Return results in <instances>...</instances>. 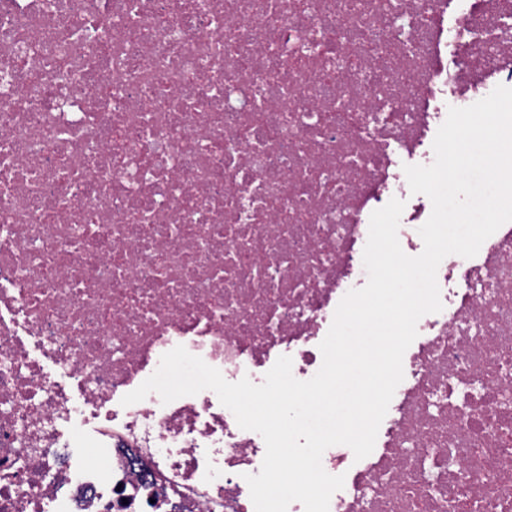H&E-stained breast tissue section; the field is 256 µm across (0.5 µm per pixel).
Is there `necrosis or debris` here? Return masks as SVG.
I'll list each match as a JSON object with an SVG mask.
<instances>
[{
  "instance_id": "necrosis-or-debris-1",
  "label": "necrosis or debris",
  "mask_w": 512,
  "mask_h": 512,
  "mask_svg": "<svg viewBox=\"0 0 512 512\" xmlns=\"http://www.w3.org/2000/svg\"><path fill=\"white\" fill-rule=\"evenodd\" d=\"M499 85L512 0H0V512H255L213 391L123 396L179 345L311 379L372 212L419 255L403 167ZM437 282L329 512H512V225Z\"/></svg>"
}]
</instances>
